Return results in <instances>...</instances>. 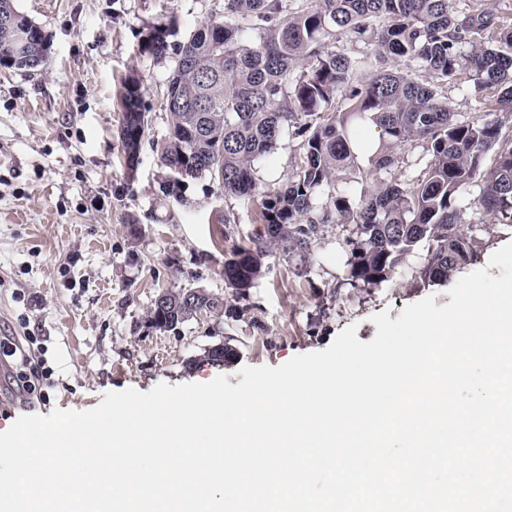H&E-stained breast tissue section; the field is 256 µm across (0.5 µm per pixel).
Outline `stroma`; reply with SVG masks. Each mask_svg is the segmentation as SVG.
Here are the masks:
<instances>
[{
	"instance_id": "obj_1",
	"label": "stroma",
	"mask_w": 512,
	"mask_h": 512,
	"mask_svg": "<svg viewBox=\"0 0 512 512\" xmlns=\"http://www.w3.org/2000/svg\"><path fill=\"white\" fill-rule=\"evenodd\" d=\"M219 0H15L49 36L47 62L29 71L0 66V333L30 336L50 371L31 403L0 382V428L25 414L87 410L105 393L146 392L161 383L207 382L242 366H278L326 349L350 324L360 341L377 331L373 314L397 319L408 304L447 285L415 279L423 251L407 255L392 279L370 290L343 287L347 252L336 224L325 226L310 266L287 245L271 246L239 319L219 310L172 332L149 323L156 295L202 287L225 294L224 261L262 232L258 200L225 194L209 178L187 180L183 201L164 197L159 143L164 92L175 63L140 54L154 25L176 13L170 40L208 22ZM136 77L148 108L135 172L119 137V95ZM303 156L285 131L255 164L259 191L284 185ZM389 176L367 158L336 181L352 200ZM223 343L234 357L216 365L205 349Z\"/></svg>"
}]
</instances>
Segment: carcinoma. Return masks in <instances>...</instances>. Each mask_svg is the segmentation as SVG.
<instances>
[{
  "mask_svg": "<svg viewBox=\"0 0 512 512\" xmlns=\"http://www.w3.org/2000/svg\"><path fill=\"white\" fill-rule=\"evenodd\" d=\"M224 0V16L201 25L186 40L169 44L176 17L152 28L139 52L176 64L164 93L167 130L159 148L164 196L181 199L190 164L227 195L252 198L253 163L274 152L283 131L304 136L300 166L285 186L262 193L263 232L248 248L224 260V284L237 300L264 272L267 248L287 243L306 262L321 226L347 224L346 285L369 290L390 280L402 259L423 247L422 285L448 280L480 260L481 239L460 231L461 195L478 194L472 214H491L512 229V13L470 0ZM33 33L25 47L18 33ZM349 35L385 61L404 59L432 75L419 81L382 67L366 84L353 80L365 57L329 49ZM49 37L22 16L14 0H0V65L29 69L46 60ZM472 85L486 113L461 121L448 107L450 84ZM120 138L128 168L136 167L148 125L141 86L124 84ZM378 129L371 161L398 166L395 148L423 146L429 162L413 184L394 178L354 202L335 192L336 215L316 208V194L335 185L358 150L369 146L368 126ZM197 316L151 308V325L173 331Z\"/></svg>",
  "mask_w": 512,
  "mask_h": 512,
  "instance_id": "carcinoma-1",
  "label": "carcinoma"
}]
</instances>
